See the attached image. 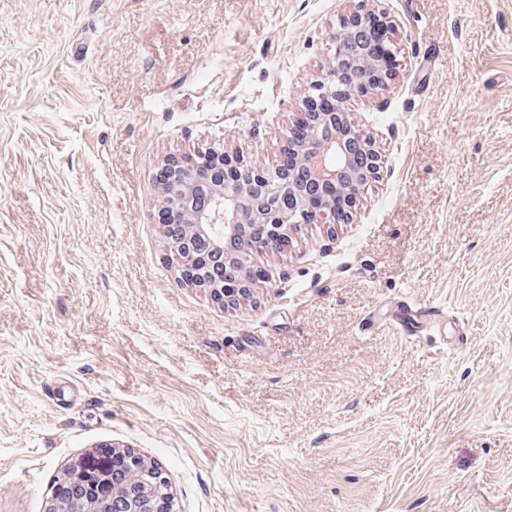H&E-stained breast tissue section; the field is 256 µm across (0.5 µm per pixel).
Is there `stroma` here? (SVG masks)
<instances>
[{
	"instance_id": "obj_1",
	"label": "stroma",
	"mask_w": 512,
	"mask_h": 512,
	"mask_svg": "<svg viewBox=\"0 0 512 512\" xmlns=\"http://www.w3.org/2000/svg\"><path fill=\"white\" fill-rule=\"evenodd\" d=\"M359 3L399 60L350 104L381 177L224 308L156 171L271 166ZM110 443L177 512H512V0H0V512ZM397 309L398 316L394 319L396 328L408 336L415 334L424 322H432L433 317L439 315L435 307L416 308L406 304V306L397 307ZM126 457V463L131 467L140 461L137 469L134 471L136 479L152 498L163 500L167 504L168 512H173L174 498L169 492L167 479L164 482H159V479H157L159 470L157 464L151 461L148 462L145 459L140 460L139 455L134 451L126 452Z\"/></svg>"
}]
</instances>
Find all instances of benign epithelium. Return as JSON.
<instances>
[{
	"label": "benign epithelium",
	"mask_w": 512,
	"mask_h": 512,
	"mask_svg": "<svg viewBox=\"0 0 512 512\" xmlns=\"http://www.w3.org/2000/svg\"><path fill=\"white\" fill-rule=\"evenodd\" d=\"M366 28L356 9L342 18L332 40L329 67L309 86L293 126L302 128L293 152L295 165L272 169L247 167L232 152L186 153L163 163L160 190L163 233L177 260L181 278L235 308L251 292L252 254L281 248L302 224H342L334 198L356 204L361 189L379 178L381 156L346 109L353 96H366L392 79L373 54L376 43L393 44L392 21ZM192 171L195 177L186 178ZM250 249L237 257L240 244ZM100 477L99 492L123 491L130 512H161L134 478L118 484L112 470L91 465Z\"/></svg>",
	"instance_id": "obj_1"
}]
</instances>
